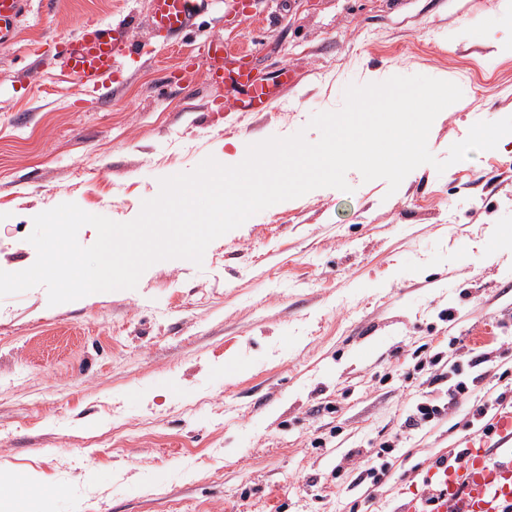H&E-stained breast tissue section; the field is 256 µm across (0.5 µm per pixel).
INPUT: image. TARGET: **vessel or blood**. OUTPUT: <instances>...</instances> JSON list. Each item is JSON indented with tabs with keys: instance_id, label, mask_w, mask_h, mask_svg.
Instances as JSON below:
<instances>
[{
	"instance_id": "vessel-or-blood-1",
	"label": "vessel or blood",
	"mask_w": 512,
	"mask_h": 512,
	"mask_svg": "<svg viewBox=\"0 0 512 512\" xmlns=\"http://www.w3.org/2000/svg\"><path fill=\"white\" fill-rule=\"evenodd\" d=\"M29 0H0V43L14 40L20 18ZM208 0H153L151 24L173 41L183 39L205 12ZM136 47L125 26L86 23L78 36L62 50V68L75 92L100 88L117 71L124 56ZM215 61L209 77L229 86L225 106L240 112H263L273 97V88L288 84V70L258 79L253 74L248 51H228L214 44ZM489 436L464 438L443 460L432 462L425 478L433 498L432 512H501L512 503V404L501 405L489 418Z\"/></svg>"
}]
</instances>
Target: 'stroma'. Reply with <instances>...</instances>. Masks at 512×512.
I'll return each mask as SVG.
<instances>
[{"label": "stroma", "instance_id": "35a3bbf8", "mask_svg": "<svg viewBox=\"0 0 512 512\" xmlns=\"http://www.w3.org/2000/svg\"><path fill=\"white\" fill-rule=\"evenodd\" d=\"M151 0H30L0 44V270L37 256V214L65 203L125 223L159 181L207 157L304 132L349 84L421 74L463 97L431 127L445 159L479 121L512 116V0H211L182 44ZM131 15L141 54L76 96L56 72L90 20ZM252 50L265 112H228L210 41ZM214 240L201 264L150 266L132 290L49 305L0 299V512H398L468 418L409 424L448 401L447 365L489 353L512 373V136L396 192L358 171ZM443 362L429 366L434 354ZM424 369H417L418 361ZM392 443L388 475L357 464Z\"/></svg>", "mask_w": 512, "mask_h": 512}]
</instances>
